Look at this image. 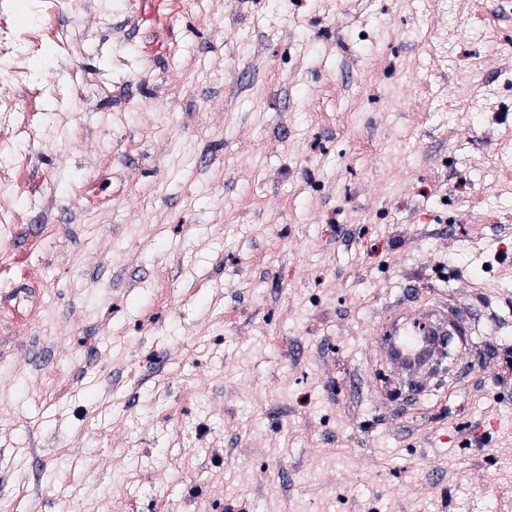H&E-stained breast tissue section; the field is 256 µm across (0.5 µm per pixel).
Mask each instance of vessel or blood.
Masks as SVG:
<instances>
[{
    "label": "vessel or blood",
    "mask_w": 512,
    "mask_h": 512,
    "mask_svg": "<svg viewBox=\"0 0 512 512\" xmlns=\"http://www.w3.org/2000/svg\"><path fill=\"white\" fill-rule=\"evenodd\" d=\"M461 309H449L447 296H440L436 305L411 309L406 297L391 304V316L379 340L385 360L399 370L402 377L416 374L434 351L448 325L459 322Z\"/></svg>",
    "instance_id": "vessel-or-blood-1"
}]
</instances>
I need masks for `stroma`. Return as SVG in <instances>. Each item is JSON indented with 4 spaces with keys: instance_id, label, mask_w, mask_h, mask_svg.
<instances>
[{
    "instance_id": "1",
    "label": "stroma",
    "mask_w": 512,
    "mask_h": 512,
    "mask_svg": "<svg viewBox=\"0 0 512 512\" xmlns=\"http://www.w3.org/2000/svg\"><path fill=\"white\" fill-rule=\"evenodd\" d=\"M139 2L100 0L81 94L38 58L0 512H512V0ZM441 291L474 367L388 402L373 331Z\"/></svg>"
}]
</instances>
